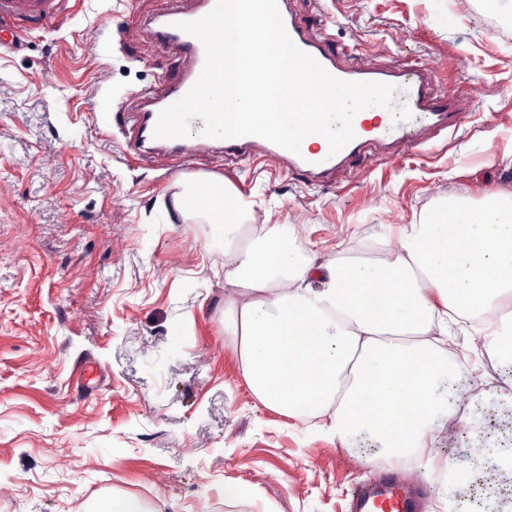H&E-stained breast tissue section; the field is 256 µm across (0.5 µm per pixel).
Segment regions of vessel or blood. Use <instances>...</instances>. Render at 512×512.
Returning a JSON list of instances; mask_svg holds the SVG:
<instances>
[{
  "instance_id": "1",
  "label": "vessel or blood",
  "mask_w": 512,
  "mask_h": 512,
  "mask_svg": "<svg viewBox=\"0 0 512 512\" xmlns=\"http://www.w3.org/2000/svg\"><path fill=\"white\" fill-rule=\"evenodd\" d=\"M66 0H0V23L20 22L29 27L41 25L59 14ZM215 0H190L189 6L170 9L154 18L151 35L159 47L181 56L185 66L171 80L162 97L144 98L137 113V135L133 148L139 152L166 151L183 158L193 157L210 143L203 136L201 119L191 122V136L157 138L153 132L159 114L184 96L198 80L205 62L202 43L180 30L183 21H195L211 11ZM285 29L292 42L311 55L332 76L344 81H373L393 85L394 103L407 107L410 118L393 120L388 110L376 114L357 113L352 127L354 139L336 154L310 149L292 152L257 136L222 139L224 153L230 157L271 158L282 170L301 173L311 184L335 185L352 171L351 161L370 151L389 159L396 152L426 148L440 133L456 130L464 122L463 113L453 106L454 92L435 93L436 77L424 65L388 67L375 61L349 64L331 49L329 37L313 36L294 14L290 0H277ZM426 491L397 477L362 484L355 492L351 512H425Z\"/></svg>"
}]
</instances>
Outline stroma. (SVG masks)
Here are the masks:
<instances>
[{"mask_svg":"<svg viewBox=\"0 0 512 512\" xmlns=\"http://www.w3.org/2000/svg\"><path fill=\"white\" fill-rule=\"evenodd\" d=\"M168 0H70L0 46V512H84L120 492L152 512H347L363 452L262 406L224 341V248L188 181L231 187L325 261L434 201L503 186L512 162V25L482 0H296L352 62L426 63L464 124L426 151L368 156L340 186L275 164L131 144L144 95L180 56L147 22ZM469 385L493 362L452 328Z\"/></svg>","mask_w":512,"mask_h":512,"instance_id":"stroma-1","label":"stroma"}]
</instances>
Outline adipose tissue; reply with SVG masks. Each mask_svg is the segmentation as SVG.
I'll list each match as a JSON object with an SVG mask.
<instances>
[{
	"label": "adipose tissue",
	"instance_id": "obj_1",
	"mask_svg": "<svg viewBox=\"0 0 512 512\" xmlns=\"http://www.w3.org/2000/svg\"><path fill=\"white\" fill-rule=\"evenodd\" d=\"M224 245V337L258 401L305 419L329 413L320 430L344 448L376 450L380 466L426 458L437 494L503 471L512 441L462 462L433 454L440 421L484 431L477 410L459 414L463 374L448 326L478 320L488 355L504 364L491 395L512 411V191L451 197L390 237L376 260L337 252L320 262L291 225L250 224L224 184L187 189Z\"/></svg>",
	"mask_w": 512,
	"mask_h": 512
}]
</instances>
